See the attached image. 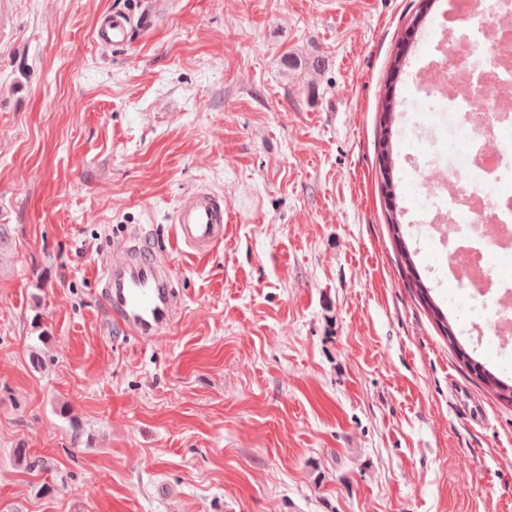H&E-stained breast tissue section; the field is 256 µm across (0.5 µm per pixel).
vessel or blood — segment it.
Returning <instances> with one entry per match:
<instances>
[{
    "mask_svg": "<svg viewBox=\"0 0 512 512\" xmlns=\"http://www.w3.org/2000/svg\"><path fill=\"white\" fill-rule=\"evenodd\" d=\"M130 22L120 14L103 16L98 40L109 46L126 43ZM224 239V203L211 191L199 188L179 203L173 246L204 257ZM100 297L113 325L143 341H154L175 324L179 309L173 294L169 265L149 250L137 234L126 236L114 256L97 270Z\"/></svg>",
    "mask_w": 512,
    "mask_h": 512,
    "instance_id": "b4317fda",
    "label": "vessel or blood"
}]
</instances>
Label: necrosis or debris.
Returning <instances> with one entry per match:
<instances>
[{
  "instance_id": "1",
  "label": "necrosis or debris",
  "mask_w": 512,
  "mask_h": 512,
  "mask_svg": "<svg viewBox=\"0 0 512 512\" xmlns=\"http://www.w3.org/2000/svg\"><path fill=\"white\" fill-rule=\"evenodd\" d=\"M441 17L413 81L423 117L438 119L420 140V207L466 292L451 308L497 339L512 334V0H447Z\"/></svg>"
}]
</instances>
